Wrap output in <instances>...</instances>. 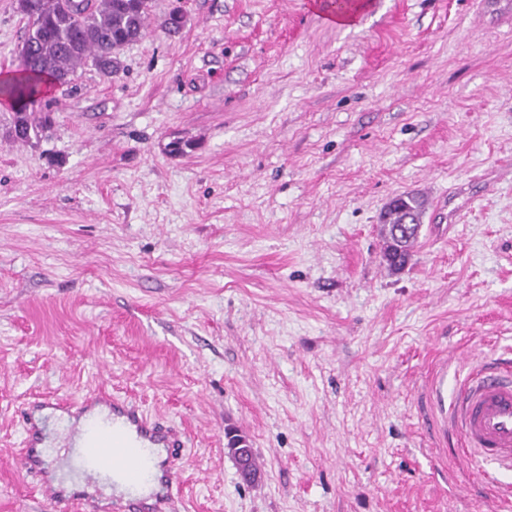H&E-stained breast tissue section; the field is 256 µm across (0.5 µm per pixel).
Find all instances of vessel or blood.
<instances>
[{"instance_id":"b4317fda","label":"vessel or blood","mask_w":512,"mask_h":512,"mask_svg":"<svg viewBox=\"0 0 512 512\" xmlns=\"http://www.w3.org/2000/svg\"><path fill=\"white\" fill-rule=\"evenodd\" d=\"M68 402L47 396L27 403L22 413L24 438L18 463L55 512H168L180 490L175 456L186 444L177 428L151 420L135 402L100 390L82 397L78 408L90 425L87 462L93 476L107 483L138 472H154L156 490L147 496L91 497L56 483L45 454L47 422ZM441 430L464 441L466 456L512 471V360L479 356L459 383L450 409L439 414Z\"/></svg>"}]
</instances>
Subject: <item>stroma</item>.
I'll list each match as a JSON object with an SVG mask.
<instances>
[{
  "label": "stroma",
  "instance_id": "obj_1",
  "mask_svg": "<svg viewBox=\"0 0 512 512\" xmlns=\"http://www.w3.org/2000/svg\"><path fill=\"white\" fill-rule=\"evenodd\" d=\"M335 2L152 0L27 143L0 96V512H52L14 468L26 402L101 386L184 432L172 512H512L428 392L512 357V0ZM24 26L0 0V79ZM394 199V203L385 210L382 216V223L385 224L382 257L390 270L400 271L407 263L420 236L422 227L420 221L425 210V203L423 199L412 193H403ZM407 217H411V222L415 224L414 230L408 235L396 236L394 229L401 227L400 224H403ZM386 224H392L391 228L387 229ZM415 229H419L418 232Z\"/></svg>",
  "mask_w": 512,
  "mask_h": 512
}]
</instances>
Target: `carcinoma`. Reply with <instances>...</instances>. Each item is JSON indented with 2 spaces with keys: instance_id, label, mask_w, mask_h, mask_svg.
<instances>
[{
  "instance_id": "cac0c4a2",
  "label": "carcinoma",
  "mask_w": 512,
  "mask_h": 512,
  "mask_svg": "<svg viewBox=\"0 0 512 512\" xmlns=\"http://www.w3.org/2000/svg\"><path fill=\"white\" fill-rule=\"evenodd\" d=\"M26 20V34L19 51L20 75L5 82L0 92L13 104L9 128L13 140L27 143L48 129L50 116L31 106L46 82L64 83L80 66L92 64L105 76L112 75L119 51L143 35L150 15V0H97L94 8L85 0H17ZM423 199L412 193L395 197L382 223L385 230L383 260L392 271L404 268L422 227Z\"/></svg>"
}]
</instances>
